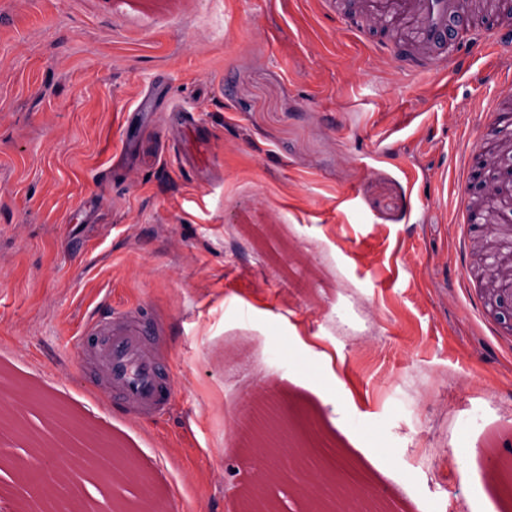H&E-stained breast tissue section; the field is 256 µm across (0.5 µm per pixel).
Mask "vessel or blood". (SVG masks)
<instances>
[{"label": "vessel or blood", "mask_w": 512, "mask_h": 512, "mask_svg": "<svg viewBox=\"0 0 512 512\" xmlns=\"http://www.w3.org/2000/svg\"><path fill=\"white\" fill-rule=\"evenodd\" d=\"M344 23L371 36L390 32L378 41L384 58L402 71L430 74L453 64H464V50H485L497 62L512 67V0H356L351 17ZM489 134L462 151L456 165L457 182L469 181L474 160L495 164L512 149V97L496 96L480 107ZM512 182L488 183L481 199H463L452 222L463 235L454 256L453 272L461 287H468L470 258L482 251L484 237L474 226L487 227L498 237V276L488 282L486 296H475L471 304L485 314L489 296L512 293ZM487 234V235H488ZM83 340L76 343L79 361H92L103 385L118 398L128 416L148 420L161 415L175 393L173 381L163 375V361L139 310L125 309L87 320Z\"/></svg>", "instance_id": "1"}]
</instances>
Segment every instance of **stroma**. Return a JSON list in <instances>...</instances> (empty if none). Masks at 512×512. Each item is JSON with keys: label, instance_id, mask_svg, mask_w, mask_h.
I'll list each match as a JSON object with an SVG mask.
<instances>
[{"label": "stroma", "instance_id": "35a3bbf8", "mask_svg": "<svg viewBox=\"0 0 512 512\" xmlns=\"http://www.w3.org/2000/svg\"><path fill=\"white\" fill-rule=\"evenodd\" d=\"M512 79L398 73L319 0H0V512L110 492L83 429L169 512H240L238 436L303 433L380 512H512V371L448 264L452 178ZM146 305L178 392L124 418L75 367L84 320Z\"/></svg>", "mask_w": 512, "mask_h": 512}]
</instances>
